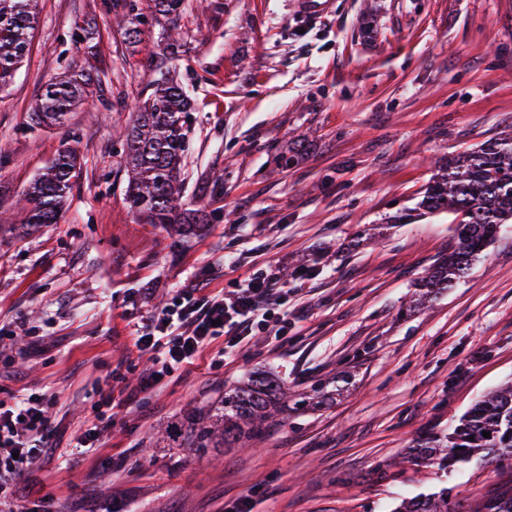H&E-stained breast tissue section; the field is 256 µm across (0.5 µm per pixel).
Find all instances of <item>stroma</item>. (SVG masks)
I'll use <instances>...</instances> for the list:
<instances>
[{"instance_id":"1","label":"stroma","mask_w":512,"mask_h":512,"mask_svg":"<svg viewBox=\"0 0 512 512\" xmlns=\"http://www.w3.org/2000/svg\"><path fill=\"white\" fill-rule=\"evenodd\" d=\"M145 15L126 40L102 0H39L27 55L0 91V399L53 392L55 449L22 495L42 512H392L441 490L475 508L508 475L403 458L512 377V224L468 276L423 298L455 246L419 207L438 165L512 129V0H184L178 43ZM193 108L181 242L125 197L121 130L160 71ZM94 84L65 127L29 115L51 77ZM82 160L58 223L26 234L13 202L63 141ZM286 280L283 347L264 336L151 393L131 337L177 289ZM125 367L96 448L102 376ZM286 385L245 448H190L187 414L259 373Z\"/></svg>"}]
</instances>
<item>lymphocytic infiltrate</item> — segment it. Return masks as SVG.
<instances>
[{
	"label": "lymphocytic infiltrate",
	"mask_w": 512,
	"mask_h": 512,
	"mask_svg": "<svg viewBox=\"0 0 512 512\" xmlns=\"http://www.w3.org/2000/svg\"><path fill=\"white\" fill-rule=\"evenodd\" d=\"M287 303V283L272 274L247 276L225 294L203 295L191 285L178 289L175 301L139 326L133 338L150 361L139 375L138 392L161 388L167 378L195 366L216 338L224 340L217 352L222 359L256 333L280 334ZM54 403V395L40 389L0 402V506L7 512H30L20 483L52 449Z\"/></svg>",
	"instance_id": "1"
}]
</instances>
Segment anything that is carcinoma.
<instances>
[{
	"label": "carcinoma",
	"instance_id": "cac0c4a2",
	"mask_svg": "<svg viewBox=\"0 0 512 512\" xmlns=\"http://www.w3.org/2000/svg\"><path fill=\"white\" fill-rule=\"evenodd\" d=\"M39 0H0V88L10 82L25 56L29 31L37 23ZM184 0H148L151 13L170 22L179 17ZM109 12L125 20L126 37L140 36L136 0H103ZM92 77L74 73L53 77L31 113L38 126H64L81 103ZM191 104L179 83L164 75L135 106L124 133L126 194L132 210L144 224H153L185 240L200 235L212 215L204 208L187 209L184 161L191 131ZM82 177L77 150L63 145L22 193L26 211L23 228L29 232L56 223L68 194ZM429 213L454 216V249L425 277L426 295L465 277L505 225L512 223V134L448 160L434 174L420 202ZM285 395L281 380L258 375L243 387L224 394L207 413L191 411L190 445L194 448H236L265 429L276 400ZM490 437L483 436V432ZM417 457L442 470L453 469L476 457L512 468V379L489 392L444 434H429L415 445ZM392 512H460L448 493L418 495L402 501ZM473 512H512V480L497 485Z\"/></svg>",
	"mask_w": 512,
	"mask_h": 512
}]
</instances>
